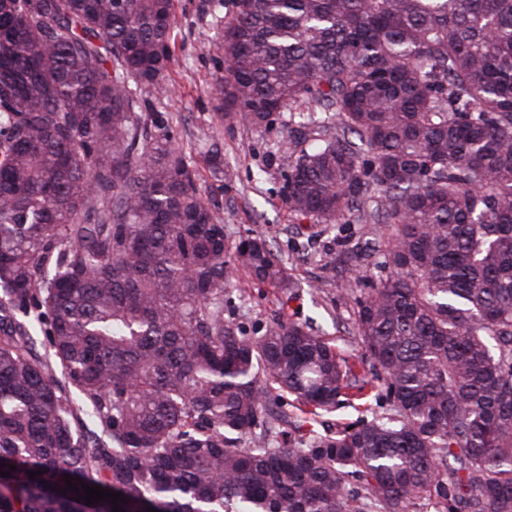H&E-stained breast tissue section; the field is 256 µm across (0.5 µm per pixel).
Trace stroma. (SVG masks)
<instances>
[{
  "instance_id": "obj_1",
  "label": "stroma",
  "mask_w": 512,
  "mask_h": 512,
  "mask_svg": "<svg viewBox=\"0 0 512 512\" xmlns=\"http://www.w3.org/2000/svg\"><path fill=\"white\" fill-rule=\"evenodd\" d=\"M222 25L207 6V0H174L176 61L166 77L169 91L140 92L155 117L171 126L177 142L191 159L204 199L216 208L226 230L227 244L239 237L260 234L288 260L290 273L300 283L320 282L317 299L301 295L281 305L274 289L240 275L229 293L224 316L249 333H262L279 313L297 321L314 320L335 339L349 361L361 358L360 345L351 334L355 296L337 271L325 268L323 256L342 250L348 256L369 253L376 238L386 231L382 224L322 225L297 221L284 200L288 170L280 160L288 147L289 114H281L269 128L245 123L232 126L217 117L218 102L213 84L223 72L218 47ZM215 139L224 153V175H213L201 141Z\"/></svg>"
}]
</instances>
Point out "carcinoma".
<instances>
[{
  "label": "carcinoma",
  "instance_id": "obj_1",
  "mask_svg": "<svg viewBox=\"0 0 512 512\" xmlns=\"http://www.w3.org/2000/svg\"><path fill=\"white\" fill-rule=\"evenodd\" d=\"M173 6L0 0V512H512V0H235L224 19V122L305 117L288 211L388 226L381 263L348 268L357 365L281 313L259 336L224 319L241 272L295 282L262 236L228 254L149 123ZM377 389L369 420L282 425L290 402L311 424ZM66 474L123 501L89 506Z\"/></svg>",
  "mask_w": 512,
  "mask_h": 512
}]
</instances>
